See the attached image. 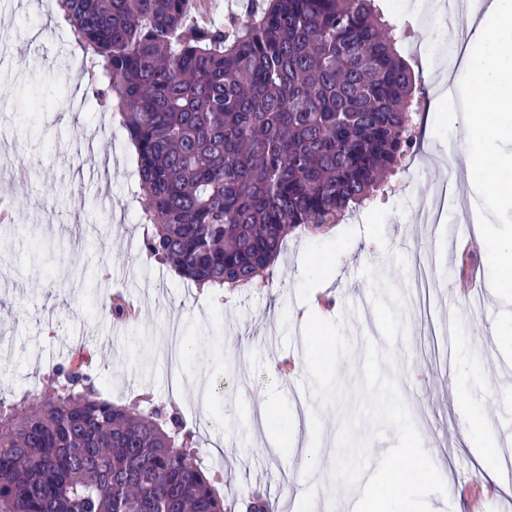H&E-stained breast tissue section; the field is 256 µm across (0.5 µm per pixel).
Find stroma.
<instances>
[{
    "label": "stroma",
    "instance_id": "1",
    "mask_svg": "<svg viewBox=\"0 0 512 512\" xmlns=\"http://www.w3.org/2000/svg\"><path fill=\"white\" fill-rule=\"evenodd\" d=\"M411 2L376 0L385 19L404 28L398 50L419 77L420 133L406 170L392 176L386 196L327 236L289 237L271 287L230 295L195 288L147 258L134 151L117 114L93 99L92 76L69 25L33 0H0L9 18L0 28V195L14 204L11 223H0V396L21 398L49 369L70 364L66 348L81 344L106 397L122 402L148 392L165 403L172 397L163 349L169 328L188 342L208 337L206 347L185 354V383L227 386L205 405L185 397L179 409L186 420L206 415L199 450L211 459L210 475L225 497L258 491L275 512H305L314 499L321 512H343L361 495L332 477L339 426L354 404L323 411L316 471L307 480V429L296 390L308 385L303 327L323 296L333 299L323 318H343L351 333L353 353L338 373L349 385L361 379L366 342L382 340L355 306L357 296L371 294L360 275L369 264L406 292L408 339L394 347V373L422 444L452 489L434 496L439 512H512V488L481 480L462 420L472 406L494 417L497 401L512 399V376L470 356L483 382L463 395L457 364L446 356L447 348L487 336L512 356V333L496 330L495 299L485 315L467 317L448 252L473 240L471 271L490 287L501 275L478 243L476 225L450 220L428 234L416 222L440 180L434 158L452 149L463 160L466 144L449 110L431 106L436 53L448 26L421 25ZM418 263L430 269L432 285L411 294L407 271ZM115 292L139 300L140 315L120 322L102 312V298ZM241 386L275 406L266 434L254 432L252 409L221 412Z\"/></svg>",
    "mask_w": 512,
    "mask_h": 512
}]
</instances>
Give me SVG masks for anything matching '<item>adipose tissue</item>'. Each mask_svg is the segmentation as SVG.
Returning a JSON list of instances; mask_svg holds the SVG:
<instances>
[{
	"label": "adipose tissue",
	"mask_w": 512,
	"mask_h": 512,
	"mask_svg": "<svg viewBox=\"0 0 512 512\" xmlns=\"http://www.w3.org/2000/svg\"><path fill=\"white\" fill-rule=\"evenodd\" d=\"M469 40L464 47L463 67L469 83L458 94L463 103L488 102L489 108L463 128L468 144L464 166L468 173L470 202L479 205L478 226L483 246L497 268L512 272V237L490 235L499 208L512 205V153L500 156L486 152L485 144L512 145V54L502 47L512 44V0H490L479 22L469 23ZM467 447L486 466L483 475L495 480L493 462L498 442L486 420L474 411H466Z\"/></svg>",
	"instance_id": "obj_1"
}]
</instances>
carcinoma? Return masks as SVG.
Wrapping results in <instances>:
<instances>
[{
	"instance_id": "cac0c4a2",
	"label": "carcinoma",
	"mask_w": 512,
	"mask_h": 512,
	"mask_svg": "<svg viewBox=\"0 0 512 512\" xmlns=\"http://www.w3.org/2000/svg\"><path fill=\"white\" fill-rule=\"evenodd\" d=\"M195 2L51 6L135 147L147 255L232 290L382 190L416 141L418 77L371 0H249L227 27L198 24ZM47 378L0 399V512H272L224 498L174 409L114 403L83 369Z\"/></svg>"
}]
</instances>
